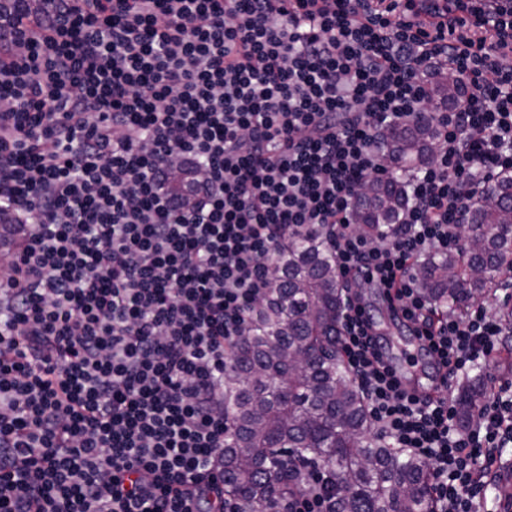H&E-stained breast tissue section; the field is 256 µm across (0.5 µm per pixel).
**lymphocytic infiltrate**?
I'll list each match as a JSON object with an SVG mask.
<instances>
[{
	"label": "lymphocytic infiltrate",
	"mask_w": 512,
	"mask_h": 512,
	"mask_svg": "<svg viewBox=\"0 0 512 512\" xmlns=\"http://www.w3.org/2000/svg\"><path fill=\"white\" fill-rule=\"evenodd\" d=\"M0 56V512H240L220 460L231 347L277 249L324 235L345 285L340 344L389 447L423 460L436 512H482L512 447V397L460 429L453 390L401 389L356 286L458 378L487 308L441 315L415 265L461 251L486 182L512 179V0H35ZM460 85L448 108L430 78ZM425 112L432 158L397 224L363 239L384 130ZM200 168L187 199L174 166ZM276 512H331L307 466Z\"/></svg>",
	"instance_id": "obj_1"
}]
</instances>
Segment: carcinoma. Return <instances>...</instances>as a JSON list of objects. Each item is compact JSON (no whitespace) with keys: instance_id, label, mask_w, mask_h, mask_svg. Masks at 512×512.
I'll list each match as a JSON object with an SVG mask.
<instances>
[{"instance_id":"obj_1","label":"carcinoma","mask_w":512,"mask_h":512,"mask_svg":"<svg viewBox=\"0 0 512 512\" xmlns=\"http://www.w3.org/2000/svg\"><path fill=\"white\" fill-rule=\"evenodd\" d=\"M457 86L436 78L432 101L448 105ZM434 127L417 122L394 128L382 158L407 177L430 159ZM405 203L396 178L364 186L354 220L368 238L397 222ZM467 247L428 256L420 285L444 316L453 315L503 277L512 276V180L484 192L462 225ZM16 225L0 221V249H12ZM341 283L334 257L317 235L296 236L279 248L274 274L253 325L231 352L224 377V410L232 430L224 442V492L243 512H273L276 500L305 486L302 466L318 463L340 479L334 512H435L429 471L420 459L370 436L371 420L339 341ZM317 349L297 371L289 355ZM490 399L482 373L467 376L456 398L458 425L471 426Z\"/></svg>"}]
</instances>
